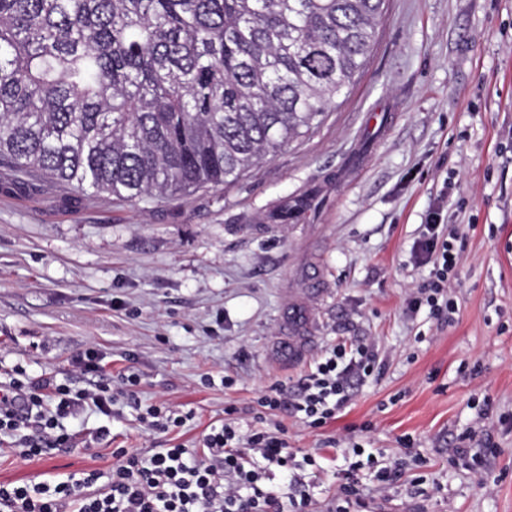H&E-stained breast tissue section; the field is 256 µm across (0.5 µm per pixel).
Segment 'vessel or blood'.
Returning a JSON list of instances; mask_svg holds the SVG:
<instances>
[{
    "mask_svg": "<svg viewBox=\"0 0 512 512\" xmlns=\"http://www.w3.org/2000/svg\"><path fill=\"white\" fill-rule=\"evenodd\" d=\"M317 294V289L311 288L306 296L289 301L287 332L276 337L273 346V356L280 363L291 366L307 358L319 325L318 312L310 303Z\"/></svg>",
    "mask_w": 512,
    "mask_h": 512,
    "instance_id": "1",
    "label": "vessel or blood"
}]
</instances>
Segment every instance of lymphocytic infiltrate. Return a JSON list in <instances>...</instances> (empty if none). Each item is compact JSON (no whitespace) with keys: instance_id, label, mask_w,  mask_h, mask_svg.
<instances>
[{"instance_id":"obj_1","label":"lymphocytic infiltrate","mask_w":512,"mask_h":512,"mask_svg":"<svg viewBox=\"0 0 512 512\" xmlns=\"http://www.w3.org/2000/svg\"><path fill=\"white\" fill-rule=\"evenodd\" d=\"M463 242L456 227L436 218L425 224L412 259L429 266L430 274L407 294L406 312L424 310L437 324L452 322ZM77 366L92 377L78 389L68 381L23 376L18 368L8 372L0 380V441L10 440L25 458L70 448L79 437L67 420L91 412L107 421L116 393L135 399L136 374L122 375L115 389L98 379L93 353H85ZM377 370L372 342L331 344L297 390L276 385L261 396L248 426H240L235 407H225L223 422L203 436L201 451L182 444L146 453L116 448L106 472L92 470L78 479L70 475L36 486L0 484V512H314L305 469L316 465L320 451H291L288 429L275 415L283 412L308 429H322L346 403L348 388Z\"/></svg>"}]
</instances>
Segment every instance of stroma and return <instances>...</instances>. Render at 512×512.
<instances>
[{
    "mask_svg": "<svg viewBox=\"0 0 512 512\" xmlns=\"http://www.w3.org/2000/svg\"><path fill=\"white\" fill-rule=\"evenodd\" d=\"M449 201L466 248L459 311L436 328L404 298L429 274L410 258L420 226ZM316 277L318 339L309 360L281 365L271 344L288 296ZM353 336L375 343L378 376L323 432L284 420L293 451L336 441L316 512L355 443L403 475L368 483L373 512H512V0H387L322 122L230 185L133 205L0 167V367L81 386L76 359L96 350L109 382L138 374L142 404L192 412L166 437L188 444L227 405L249 423L272 384L296 389L311 357ZM122 410L108 444L34 460L0 450V484L105 470L113 449L150 445L132 404ZM464 433L467 456L450 455Z\"/></svg>",
    "mask_w": 512,
    "mask_h": 512,
    "instance_id": "1",
    "label": "stroma"
}]
</instances>
